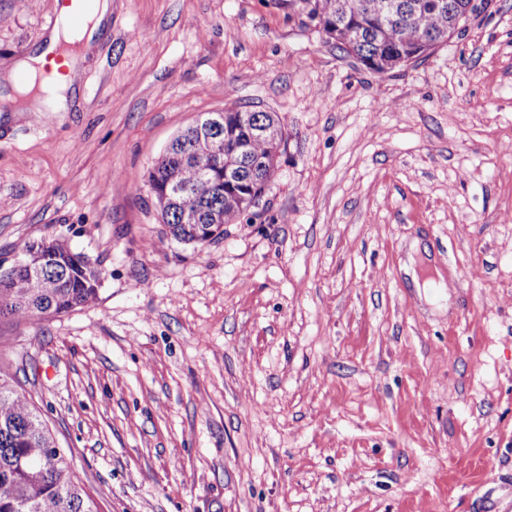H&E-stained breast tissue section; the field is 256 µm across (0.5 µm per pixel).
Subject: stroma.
Here are the masks:
<instances>
[{"label":"stroma","instance_id":"stroma-1","mask_svg":"<svg viewBox=\"0 0 512 512\" xmlns=\"http://www.w3.org/2000/svg\"><path fill=\"white\" fill-rule=\"evenodd\" d=\"M56 2L0 0L1 78ZM474 3L379 74L278 0H112L70 111L0 90V260L62 237L99 274L0 321V368L104 512H512V0ZM237 105L275 172L178 243L148 172Z\"/></svg>","mask_w":512,"mask_h":512}]
</instances>
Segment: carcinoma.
Listing matches in <instances>:
<instances>
[{"label":"carcinoma","mask_w":512,"mask_h":512,"mask_svg":"<svg viewBox=\"0 0 512 512\" xmlns=\"http://www.w3.org/2000/svg\"><path fill=\"white\" fill-rule=\"evenodd\" d=\"M317 22L336 47L365 68L387 73L425 56L454 34V20L472 10L471 0H281ZM224 150L197 145V130L178 134L149 171V181L169 179L184 188L166 204L156 200L170 236L187 245L196 241L183 224L190 212L207 224L213 213L233 224L247 211L243 196L257 200L274 173L277 154L248 135L238 121L243 114L280 127L272 112L245 106L223 109ZM237 164L243 183L224 187V165ZM44 263L31 272L0 261V319L18 322L59 316L96 299L98 276L84 256L59 238L39 240ZM0 512H99L80 485L72 465L37 407L0 371Z\"/></svg>","instance_id":"1"}]
</instances>
